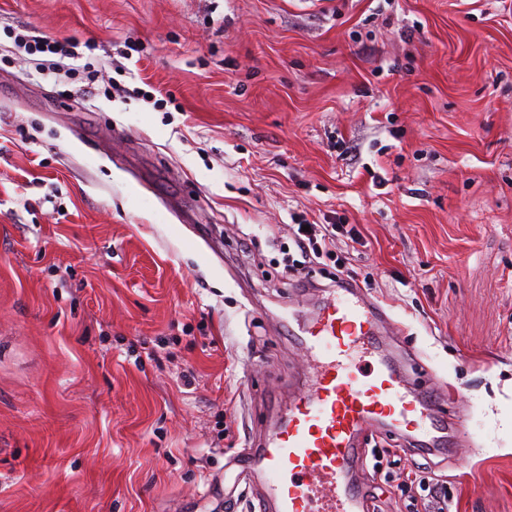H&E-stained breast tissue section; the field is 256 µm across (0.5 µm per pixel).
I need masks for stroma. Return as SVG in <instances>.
I'll return each instance as SVG.
<instances>
[{
    "label": "stroma",
    "mask_w": 512,
    "mask_h": 512,
    "mask_svg": "<svg viewBox=\"0 0 512 512\" xmlns=\"http://www.w3.org/2000/svg\"><path fill=\"white\" fill-rule=\"evenodd\" d=\"M296 215L362 232L309 279L444 381L446 450L368 455L512 512V0H0V512H252L234 457L305 389ZM15 42L17 46L23 47L28 55L39 53L58 57V60H47L45 63H39L40 66L37 67V71L44 77L50 75L59 77L61 74L76 73L81 68L80 65L76 64L83 57V54L78 50L79 43L77 42L63 44L48 38L38 39L26 35H17ZM65 59L69 60V63H65Z\"/></svg>",
    "instance_id": "stroma-1"
}]
</instances>
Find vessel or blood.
<instances>
[{"mask_svg":"<svg viewBox=\"0 0 512 512\" xmlns=\"http://www.w3.org/2000/svg\"><path fill=\"white\" fill-rule=\"evenodd\" d=\"M329 295L298 336L313 359L309 394L278 418L270 438L238 458L262 486L268 512H367L360 490L367 428L424 450L444 444L430 433V403L401 368L374 355L388 320L382 306L354 284Z\"/></svg>","mask_w":512,"mask_h":512,"instance_id":"1","label":"vessel or blood"}]
</instances>
